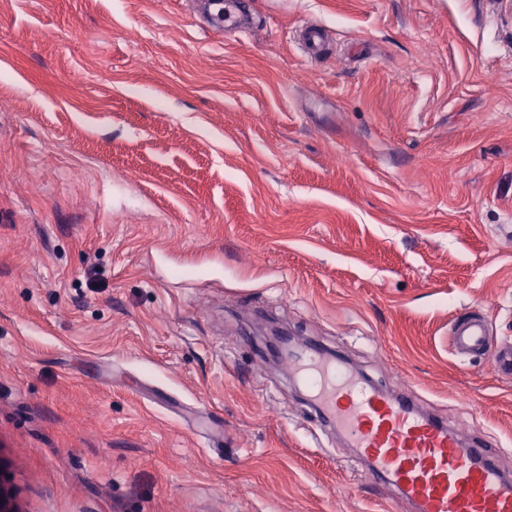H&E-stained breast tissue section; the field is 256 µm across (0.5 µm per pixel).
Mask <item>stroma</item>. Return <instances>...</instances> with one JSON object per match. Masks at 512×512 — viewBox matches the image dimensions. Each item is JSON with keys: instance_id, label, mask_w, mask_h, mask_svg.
Segmentation results:
<instances>
[{"instance_id": "obj_1", "label": "stroma", "mask_w": 512, "mask_h": 512, "mask_svg": "<svg viewBox=\"0 0 512 512\" xmlns=\"http://www.w3.org/2000/svg\"><path fill=\"white\" fill-rule=\"evenodd\" d=\"M248 4L227 36L189 0H0L19 512H393L245 314L406 385L512 476V375L451 334L476 308L512 344V0ZM298 40L304 59L307 62H315L323 57L329 37L322 25L303 22L298 30Z\"/></svg>"}]
</instances>
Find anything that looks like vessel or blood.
<instances>
[{"mask_svg":"<svg viewBox=\"0 0 512 512\" xmlns=\"http://www.w3.org/2000/svg\"><path fill=\"white\" fill-rule=\"evenodd\" d=\"M209 26L227 34L250 27L242 0H209ZM303 57H323L325 28L302 23ZM459 354L490 358L493 368L512 374V349L492 346L485 317L468 311L452 329ZM349 445L367 461L369 478L393 486L401 512H512V478L481 447L467 446L447 423L422 415L408 396L392 397L342 372L335 360L318 361L314 350L286 359Z\"/></svg>","mask_w":512,"mask_h":512,"instance_id":"obj_1","label":"vessel or blood"}]
</instances>
